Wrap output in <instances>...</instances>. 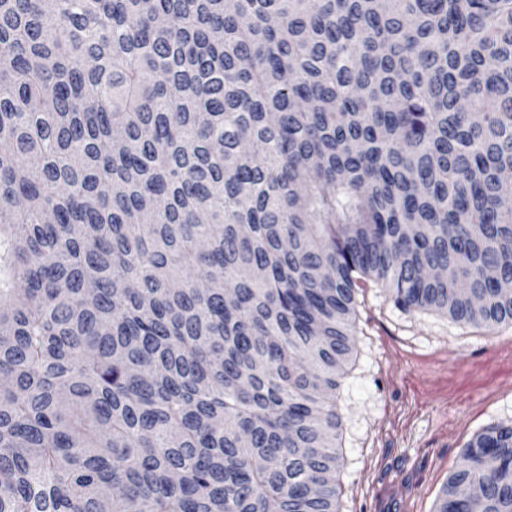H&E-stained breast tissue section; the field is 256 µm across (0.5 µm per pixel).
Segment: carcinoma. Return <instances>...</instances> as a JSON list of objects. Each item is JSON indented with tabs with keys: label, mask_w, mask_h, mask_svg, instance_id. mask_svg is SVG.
Segmentation results:
<instances>
[{
	"label": "carcinoma",
	"mask_w": 512,
	"mask_h": 512,
	"mask_svg": "<svg viewBox=\"0 0 512 512\" xmlns=\"http://www.w3.org/2000/svg\"><path fill=\"white\" fill-rule=\"evenodd\" d=\"M511 171L512 0H0V512H338L361 280L512 325Z\"/></svg>",
	"instance_id": "1"
}]
</instances>
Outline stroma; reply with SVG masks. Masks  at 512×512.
<instances>
[{"label": "stroma", "mask_w": 512, "mask_h": 512, "mask_svg": "<svg viewBox=\"0 0 512 512\" xmlns=\"http://www.w3.org/2000/svg\"><path fill=\"white\" fill-rule=\"evenodd\" d=\"M336 392L340 512H435L465 447L512 421V326L395 306L365 281Z\"/></svg>", "instance_id": "stroma-1"}]
</instances>
